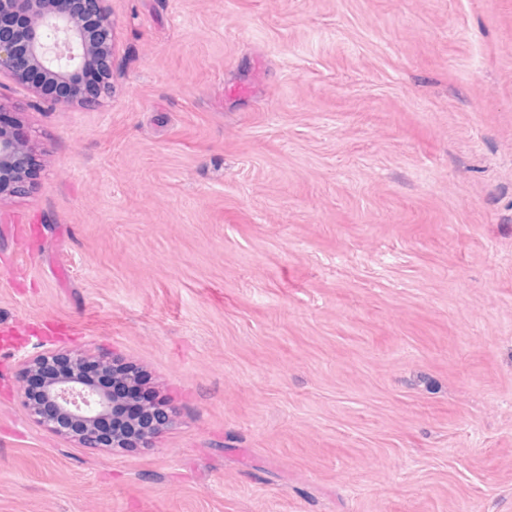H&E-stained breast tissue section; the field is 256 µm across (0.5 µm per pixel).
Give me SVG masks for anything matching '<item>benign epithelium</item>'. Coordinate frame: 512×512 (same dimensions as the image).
Masks as SVG:
<instances>
[{"label":"benign epithelium","instance_id":"obj_1","mask_svg":"<svg viewBox=\"0 0 512 512\" xmlns=\"http://www.w3.org/2000/svg\"><path fill=\"white\" fill-rule=\"evenodd\" d=\"M75 14L72 0H0V73L7 71L50 106L91 104L112 94V17L101 0H84ZM28 144L16 128L0 120V198L22 195L29 185L23 170ZM89 362L81 354L25 358L20 373L23 402L30 415L54 433L90 448H129L153 432L145 415L121 417L105 436L99 421L117 406L115 387L86 384L79 377Z\"/></svg>","mask_w":512,"mask_h":512}]
</instances>
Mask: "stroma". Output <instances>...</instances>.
Instances as JSON below:
<instances>
[{"mask_svg":"<svg viewBox=\"0 0 512 512\" xmlns=\"http://www.w3.org/2000/svg\"><path fill=\"white\" fill-rule=\"evenodd\" d=\"M112 94L0 75V512H512V0H103ZM135 365L85 448L25 356ZM29 159L26 140L16 132V128L0 120V198L28 192L29 185L23 170Z\"/></svg>","mask_w":512,"mask_h":512,"instance_id":"obj_1","label":"stroma"}]
</instances>
